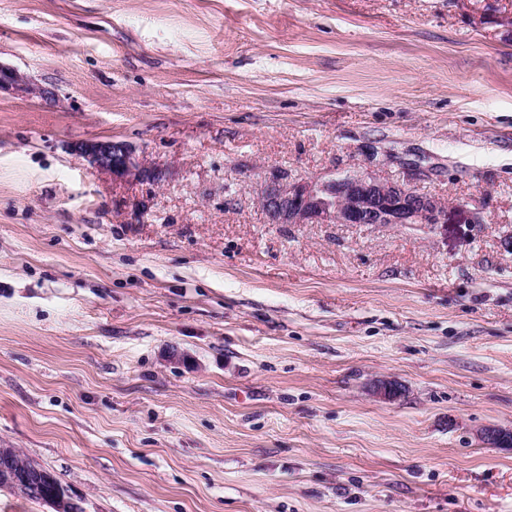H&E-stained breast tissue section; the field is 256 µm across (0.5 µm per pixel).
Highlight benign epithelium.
Instances as JSON below:
<instances>
[{"label": "benign epithelium", "mask_w": 512, "mask_h": 512, "mask_svg": "<svg viewBox=\"0 0 512 512\" xmlns=\"http://www.w3.org/2000/svg\"><path fill=\"white\" fill-rule=\"evenodd\" d=\"M18 95L52 98V93L36 87L15 69L0 65V90ZM90 169L112 177L114 183L128 181L159 183L164 169L148 166L127 144L112 140H91L78 145ZM258 201L272 224H395L435 226L448 223V211L459 214L469 224H481L480 213L465 202L446 203L417 192L407 183L382 177L370 168L336 177L332 174L288 179L274 174L259 189ZM490 445H507L512 432L487 428L481 434ZM36 483L49 489L46 502L53 512H83L81 500L56 484L46 467L30 458H19L15 448H0V485L16 492Z\"/></svg>", "instance_id": "obj_1"}]
</instances>
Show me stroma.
Segmentation results:
<instances>
[{"label": "stroma", "mask_w": 512, "mask_h": 512, "mask_svg": "<svg viewBox=\"0 0 512 512\" xmlns=\"http://www.w3.org/2000/svg\"><path fill=\"white\" fill-rule=\"evenodd\" d=\"M0 64V447L85 512H512V0H0ZM368 166L483 221L258 203ZM11 90L17 95H38L45 99L52 98V93L46 89L35 87L31 80L15 69L0 64V91ZM79 153L93 172L112 177V183L128 181L160 183L166 177L164 169L148 166L127 144L112 140H91L78 145Z\"/></svg>", "instance_id": "35a3bbf8"}]
</instances>
